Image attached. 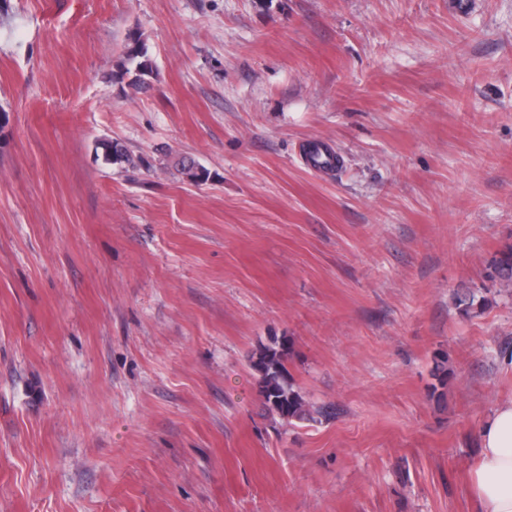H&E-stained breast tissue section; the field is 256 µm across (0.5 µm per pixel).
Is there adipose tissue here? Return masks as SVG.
<instances>
[{"instance_id":"obj_1","label":"adipose tissue","mask_w":512,"mask_h":512,"mask_svg":"<svg viewBox=\"0 0 512 512\" xmlns=\"http://www.w3.org/2000/svg\"><path fill=\"white\" fill-rule=\"evenodd\" d=\"M472 482L482 512H512V400L498 403L479 428Z\"/></svg>"}]
</instances>
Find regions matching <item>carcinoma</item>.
<instances>
[{
	"instance_id": "carcinoma-1",
	"label": "carcinoma",
	"mask_w": 512,
	"mask_h": 512,
	"mask_svg": "<svg viewBox=\"0 0 512 512\" xmlns=\"http://www.w3.org/2000/svg\"><path fill=\"white\" fill-rule=\"evenodd\" d=\"M153 74V67L147 58V48L141 35L133 33L125 52V60L112 72V79L127 80V86L139 91L146 84L145 77ZM105 160L114 164H133L134 159L125 148L111 143L100 144ZM493 273L500 281L512 286V246L502 250L491 264ZM286 355L281 347L262 345L249 357L259 385L266 411L283 418L299 421H313L318 416H327V409L316 408L303 399L294 383L288 378L285 368Z\"/></svg>"
}]
</instances>
